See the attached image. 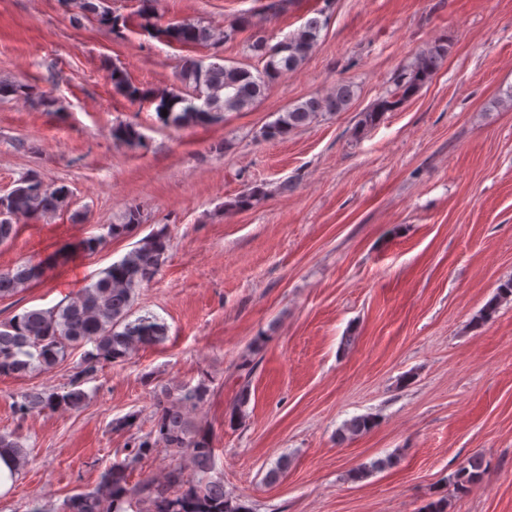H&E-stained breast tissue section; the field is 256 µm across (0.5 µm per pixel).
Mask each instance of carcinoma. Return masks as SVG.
<instances>
[{"mask_svg": "<svg viewBox=\"0 0 512 512\" xmlns=\"http://www.w3.org/2000/svg\"><path fill=\"white\" fill-rule=\"evenodd\" d=\"M138 16L144 27L155 29L159 37L180 44H209L216 48L234 40L243 28L252 24V17L241 14L216 31L199 21H185L165 28H154L150 20L155 0H139ZM76 9L82 17L91 15L100 23L120 32L125 20L100 5V0H61ZM332 0L307 18L299 29L276 43L265 34H257L247 44L251 55L263 63L255 71L246 66L205 63L194 56L181 60L180 83L191 89L185 94L179 88L154 91L132 83L126 71L112 67L113 88L131 102H147L154 106L159 121L176 128L205 126L223 118L226 112L251 109L265 94L269 84L288 71L303 65L317 46L324 22L321 16ZM449 40H439L425 48L415 62L401 69L394 78V90L378 99L361 113L356 131L376 125L383 115L393 112L411 99L436 74L448 57ZM20 96L44 112L56 111L55 100L46 94H36L32 86L22 83H0V96ZM355 96L352 82L342 80L322 96L286 106L279 116L260 131L264 140L286 137L292 131L310 125L325 114L345 111ZM113 140L126 146H139L144 136L130 123L112 128ZM267 196L260 188L240 193L230 207L246 210ZM73 191L63 183L49 184L30 173L20 178L13 188L0 196V245L11 242L18 233L20 221H44L70 208ZM142 224L139 206L129 207L121 221L108 226L107 233L80 239L73 249L94 254L112 239L134 233ZM170 237L166 227L151 231L123 258L104 269L100 276L50 308H34L0 323V374L25 376L33 371H49L62 362L71 351L89 345L84 354L76 381L64 390L32 388L12 403L21 419L39 412L77 410L88 399L81 383L94 379L107 363L126 360L141 347L162 343L167 326L153 315L131 319V307L137 288L155 280L167 262ZM49 265L47 261L23 262L0 271V299L11 297L40 280ZM512 298V279L497 289L486 305L480 320L492 318L499 304ZM209 386L200 381L178 388H161L155 393L156 411L152 428L142 436L133 437L130 453L124 459L109 462L100 473L98 487L64 499L59 512H126L125 505L142 498L150 505L149 512H247L241 503L224 493V480L213 476L216 448L210 432L197 426L190 415L209 395ZM374 425L370 416H358L346 421L338 431L342 440L369 431ZM164 448L171 457L168 471L160 478H146L130 484L129 478L140 462L157 448ZM10 450L16 470L25 464L26 453L19 437L0 433V449ZM394 464L387 456L372 461L352 475L359 480L368 473ZM191 468L193 478L184 476ZM486 469L480 456L470 459L467 466L454 475L457 489L463 490L477 482Z\"/></svg>", "mask_w": 512, "mask_h": 512, "instance_id": "cac0c4a2", "label": "carcinoma"}]
</instances>
